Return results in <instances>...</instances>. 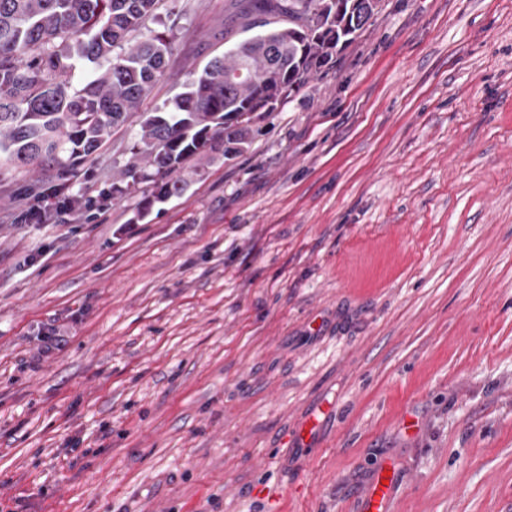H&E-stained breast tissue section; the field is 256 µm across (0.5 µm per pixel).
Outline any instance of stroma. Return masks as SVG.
Wrapping results in <instances>:
<instances>
[{
  "instance_id": "stroma-1",
  "label": "stroma",
  "mask_w": 512,
  "mask_h": 512,
  "mask_svg": "<svg viewBox=\"0 0 512 512\" xmlns=\"http://www.w3.org/2000/svg\"><path fill=\"white\" fill-rule=\"evenodd\" d=\"M249 22L164 0L143 110ZM136 133L82 210L0 170V512H354L389 466L392 512H512V0H379L138 222L110 194Z\"/></svg>"
}]
</instances>
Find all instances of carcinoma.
<instances>
[{"label": "carcinoma", "instance_id": "obj_1", "mask_svg": "<svg viewBox=\"0 0 512 512\" xmlns=\"http://www.w3.org/2000/svg\"><path fill=\"white\" fill-rule=\"evenodd\" d=\"M161 0H0V160L19 172L54 180L46 193L68 189L79 168L110 136L136 123L132 160L112 183L122 198L134 185L153 184L136 203L134 219L187 188L191 164L244 151L251 118L272 112L299 92L374 15L376 0H248L252 15H277L270 28L211 59L172 106H140L165 75L173 42L149 33L130 42ZM91 65L73 84L77 64ZM273 91L256 102L257 84Z\"/></svg>", "mask_w": 512, "mask_h": 512}]
</instances>
